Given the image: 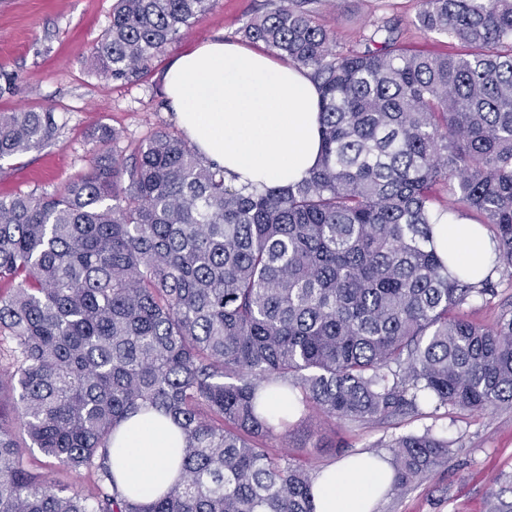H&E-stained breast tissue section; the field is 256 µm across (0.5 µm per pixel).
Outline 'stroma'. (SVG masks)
Segmentation results:
<instances>
[{"label": "stroma", "mask_w": 512, "mask_h": 512, "mask_svg": "<svg viewBox=\"0 0 512 512\" xmlns=\"http://www.w3.org/2000/svg\"><path fill=\"white\" fill-rule=\"evenodd\" d=\"M263 3L216 0L185 36L152 60L143 81L121 85L98 79L88 66L115 0H0V71L14 79L12 90L0 95V113L51 112L58 125L43 148L0 160V198L52 193L84 174L92 159V134L100 126L118 131L117 148L127 155L157 130L178 131L166 102L168 67L203 43L241 42V27ZM420 7V0H333L321 19L333 29L336 49L343 53L356 48L369 22L380 16L401 19V39L410 47L456 52L445 37L414 26ZM428 428L452 440L448 464L408 491L390 489L376 512H486L490 492L512 484V409L471 413L448 408L427 417L367 425L303 410L292 421L290 437L272 438L268 445L318 471L359 452L390 456L389 441ZM27 466L67 494L91 487L87 473L72 472L38 452L28 455Z\"/></svg>", "instance_id": "stroma-1"}]
</instances>
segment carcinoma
<instances>
[{
  "label": "carcinoma",
  "instance_id": "carcinoma-1",
  "mask_svg": "<svg viewBox=\"0 0 512 512\" xmlns=\"http://www.w3.org/2000/svg\"><path fill=\"white\" fill-rule=\"evenodd\" d=\"M321 2L267 0L240 30L318 87L321 160L301 181L228 184L166 129L126 158L102 126L82 176L0 199V393L29 451L96 476L89 496L40 482L0 411V512H314L317 472L266 444L290 428L274 401L360 424L512 408V311L460 315L512 278V0H422L415 24L465 47L445 55L383 16L341 56ZM214 4L117 0L91 70L141 81ZM55 128L0 113V160ZM471 212L497 280L435 248L442 217ZM143 409L182 441L180 478L148 503L112 472L115 431ZM386 447L399 491L452 453L430 428ZM508 493L489 512H512Z\"/></svg>",
  "mask_w": 512,
  "mask_h": 512
}]
</instances>
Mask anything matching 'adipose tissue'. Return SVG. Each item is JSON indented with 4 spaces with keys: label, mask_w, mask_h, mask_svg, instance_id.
<instances>
[{
    "label": "adipose tissue",
    "mask_w": 512,
    "mask_h": 512,
    "mask_svg": "<svg viewBox=\"0 0 512 512\" xmlns=\"http://www.w3.org/2000/svg\"><path fill=\"white\" fill-rule=\"evenodd\" d=\"M166 93L185 136L203 157L224 168L234 185L285 187L307 176L319 159V91L307 70L236 43L207 42L177 58ZM439 251L492 272L495 244L466 216L439 224ZM112 467L120 490L147 503L179 476L180 437L156 414L123 423ZM392 484L385 458L370 453L323 469L312 494L314 512H374Z\"/></svg>",
    "instance_id": "obj_1"
}]
</instances>
